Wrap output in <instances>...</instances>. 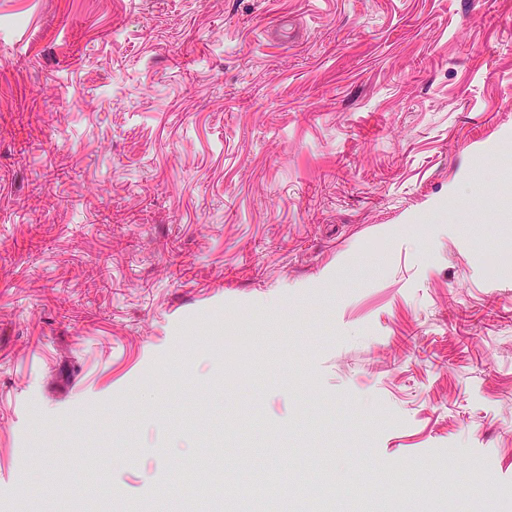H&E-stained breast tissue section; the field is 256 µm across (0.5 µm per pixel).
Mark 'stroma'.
Instances as JSON below:
<instances>
[{
    "label": "stroma",
    "instance_id": "35a3bbf8",
    "mask_svg": "<svg viewBox=\"0 0 512 512\" xmlns=\"http://www.w3.org/2000/svg\"><path fill=\"white\" fill-rule=\"evenodd\" d=\"M63 492L512 512V0H0V512Z\"/></svg>",
    "mask_w": 512,
    "mask_h": 512
}]
</instances>
